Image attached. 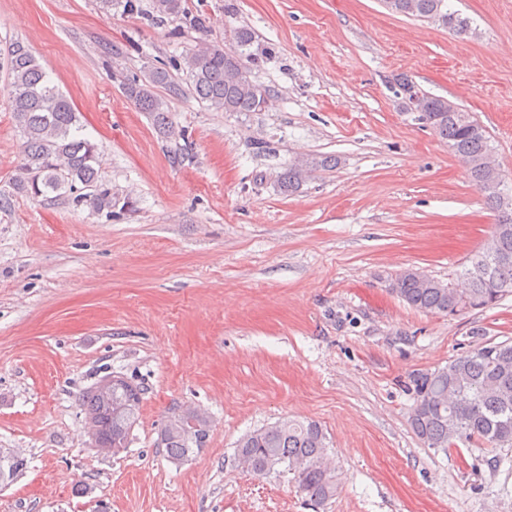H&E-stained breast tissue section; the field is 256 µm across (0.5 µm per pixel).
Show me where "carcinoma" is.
Returning <instances> with one entry per match:
<instances>
[{
  "label": "carcinoma",
  "mask_w": 512,
  "mask_h": 512,
  "mask_svg": "<svg viewBox=\"0 0 512 512\" xmlns=\"http://www.w3.org/2000/svg\"><path fill=\"white\" fill-rule=\"evenodd\" d=\"M397 14L431 21L458 35L471 32L470 19L448 8V0H381ZM156 18L183 15L182 0H151ZM235 48L203 44L181 57L189 91L208 106L224 112H257L269 95L250 79L246 64L254 32L248 26L232 30ZM13 87L11 112L23 132V162L13 179L14 189L33 198L55 203L72 201L103 211L112 209L117 196L103 185L95 167L97 147L75 134L76 112L70 101L47 80L29 47L10 44L5 60ZM405 99L416 98L418 118L432 121L431 130L448 143L449 150L467 168L472 181L499 219L485 244L459 272L465 287L444 283L417 270L401 273L391 290L408 305L431 314L455 317L495 305L512 294V209L502 203L504 179L492 164L487 131L469 113L442 97L422 92L406 77L396 79ZM163 88L177 95L181 88L169 70L155 67L143 78L123 84V92L140 111L148 113L158 133L173 132ZM335 159L301 155L279 177L281 191L292 194L313 171L331 167ZM495 354L479 345L434 371L413 377L415 405L409 416L414 434L428 447L448 452L458 441L486 451L512 448V343L494 344ZM143 387L121 375L108 374L80 396L85 423L93 424L96 448H126L139 419ZM199 424L193 434L182 428L185 418ZM212 431L206 413L185 409L171 412L159 432L158 445L168 458L180 463L205 448ZM237 462L254 472L295 475L299 490L322 504L336 495L338 478L328 463L327 438L315 421L284 419L241 438ZM26 466L23 458L0 449V481L14 478Z\"/></svg>",
  "instance_id": "carcinoma-1"
}]
</instances>
